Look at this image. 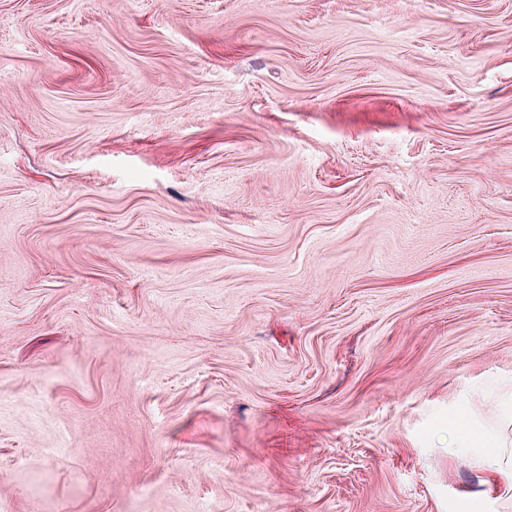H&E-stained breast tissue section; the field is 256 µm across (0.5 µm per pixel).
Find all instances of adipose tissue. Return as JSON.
<instances>
[{"instance_id": "adipose-tissue-1", "label": "adipose tissue", "mask_w": 512, "mask_h": 512, "mask_svg": "<svg viewBox=\"0 0 512 512\" xmlns=\"http://www.w3.org/2000/svg\"><path fill=\"white\" fill-rule=\"evenodd\" d=\"M451 425L466 447L472 448V466L490 476L492 487L512 489V451L503 448L496 434L480 428L467 416L452 420Z\"/></svg>"}]
</instances>
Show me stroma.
<instances>
[{
	"instance_id": "1",
	"label": "stroma",
	"mask_w": 512,
	"mask_h": 512,
	"mask_svg": "<svg viewBox=\"0 0 512 512\" xmlns=\"http://www.w3.org/2000/svg\"><path fill=\"white\" fill-rule=\"evenodd\" d=\"M512 0H0V512H512ZM450 426L457 430L465 448H475L470 462L491 477V486L495 490L506 486L512 490V450L503 449L494 432L481 429L469 416L452 420Z\"/></svg>"
}]
</instances>
